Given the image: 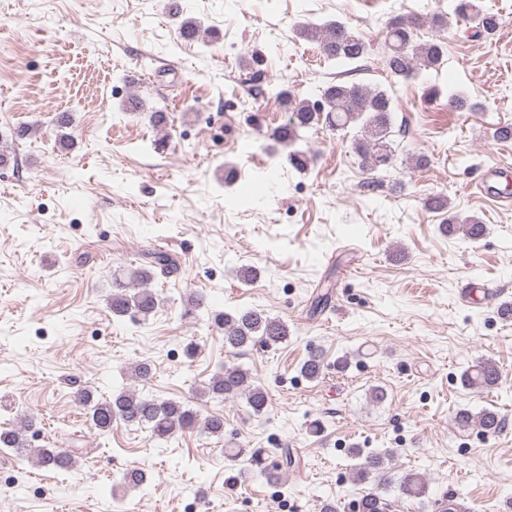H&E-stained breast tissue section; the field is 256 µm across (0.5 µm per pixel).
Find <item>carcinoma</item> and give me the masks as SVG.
Returning <instances> with one entry per match:
<instances>
[{"instance_id": "cac0c4a2", "label": "carcinoma", "mask_w": 512, "mask_h": 512, "mask_svg": "<svg viewBox=\"0 0 512 512\" xmlns=\"http://www.w3.org/2000/svg\"><path fill=\"white\" fill-rule=\"evenodd\" d=\"M452 9L457 19L474 25L479 35H491L499 26L497 17L485 11L479 0H453ZM420 25L417 18L402 17L387 25V52L383 64L392 76L408 80L440 65L444 45L439 41H416L414 29ZM299 34L317 41L323 57L339 67L355 64L369 56V44L348 24L340 21L305 24L300 27ZM275 97L284 107L286 121L272 132V139L291 148L288 161L293 166L304 168L312 162L313 157L308 151L296 148V144L302 133L319 124L332 131L359 126L360 138L355 141L354 149L367 174L372 175L393 163L395 150L390 136L395 106L386 91L340 82L323 88L314 101L308 98L297 100L285 89L275 91ZM427 204L433 210L448 214L443 221L448 233L460 234L469 242H476L486 234L487 227L478 217L462 218L453 213L446 196H434ZM147 259L145 264L131 265L112 273L115 292L109 300V309L113 316L145 321L158 309L160 297L150 283L159 273H172L177 269V263L170 254L162 251L148 254ZM206 306V295L193 291L186 296L182 316L195 318ZM211 323L224 329V347L232 351L256 343L273 346L288 340V325L258 309L236 314L218 312L211 315ZM322 370L323 361L318 353L310 354L302 365V372L309 379L318 378ZM499 379L498 368L490 360L478 362L461 376L464 386L484 389L497 387ZM201 395L223 401L242 396L255 414L262 413L268 404L265 390L251 384L248 372L239 366H225L217 371ZM73 401L87 410L92 425L102 433L112 431L115 423H123L144 428L152 438L163 441L178 431L192 430L197 426L208 435L218 438L224 435V416L210 414L200 419L196 412L178 402L158 399L131 386L97 400L92 391L79 389L74 392ZM455 421L463 430L475 426L487 435H494L500 429L498 413L486 408L477 413L460 409L455 414ZM0 447L14 448L20 454L28 451L44 468L67 469L73 466L75 459L73 452L65 448L27 450L18 429L0 431ZM249 454L250 465L264 474L279 468L288 470L295 465L294 456L288 448L280 449V453L273 457L260 449ZM391 456L392 452L386 451L365 457L354 468L356 480L364 483L376 478L380 484H388L386 461ZM399 490L409 498H421L428 491L427 478L422 473H408L399 484ZM390 507L391 503L384 498L383 492L371 490L358 500L356 512H389Z\"/></svg>"}]
</instances>
